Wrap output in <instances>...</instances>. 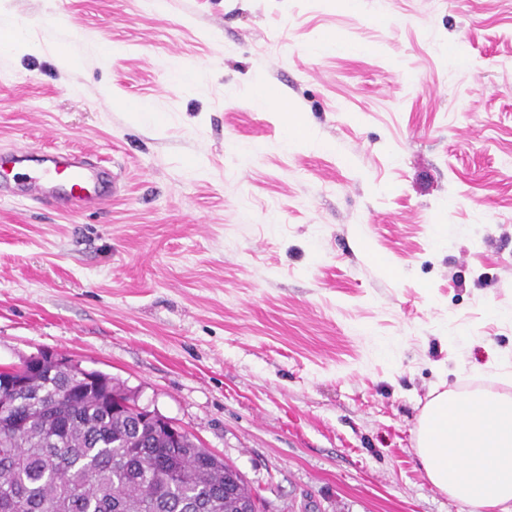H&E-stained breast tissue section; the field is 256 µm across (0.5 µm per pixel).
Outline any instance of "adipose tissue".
<instances>
[{
    "instance_id": "ef3b65f1",
    "label": "adipose tissue",
    "mask_w": 512,
    "mask_h": 512,
    "mask_svg": "<svg viewBox=\"0 0 512 512\" xmlns=\"http://www.w3.org/2000/svg\"><path fill=\"white\" fill-rule=\"evenodd\" d=\"M417 453L431 484L470 512H512V397L448 390L418 422Z\"/></svg>"
}]
</instances>
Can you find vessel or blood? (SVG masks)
<instances>
[{
  "label": "vessel or blood",
  "mask_w": 512,
  "mask_h": 512,
  "mask_svg": "<svg viewBox=\"0 0 512 512\" xmlns=\"http://www.w3.org/2000/svg\"><path fill=\"white\" fill-rule=\"evenodd\" d=\"M119 180L110 169L74 151H46L38 168L22 185L0 182V197H17L32 204L67 211L101 208L117 197Z\"/></svg>",
  "instance_id": "1"
}]
</instances>
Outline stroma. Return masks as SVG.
<instances>
[{"mask_svg":"<svg viewBox=\"0 0 512 512\" xmlns=\"http://www.w3.org/2000/svg\"><path fill=\"white\" fill-rule=\"evenodd\" d=\"M17 18L0 150L87 151L126 190L0 198V367L112 376L260 512H465L415 430L445 390L512 395V0H0Z\"/></svg>","mask_w":512,"mask_h":512,"instance_id":"obj_1","label":"stroma"}]
</instances>
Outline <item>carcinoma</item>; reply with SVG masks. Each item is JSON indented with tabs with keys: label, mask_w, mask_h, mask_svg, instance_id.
Instances as JSON below:
<instances>
[{
	"label": "carcinoma",
	"mask_w": 512,
	"mask_h": 512,
	"mask_svg": "<svg viewBox=\"0 0 512 512\" xmlns=\"http://www.w3.org/2000/svg\"><path fill=\"white\" fill-rule=\"evenodd\" d=\"M45 364L25 395L0 371V512H247L240 472L190 434L176 444L103 403L124 388Z\"/></svg>",
	"instance_id": "obj_1"
}]
</instances>
